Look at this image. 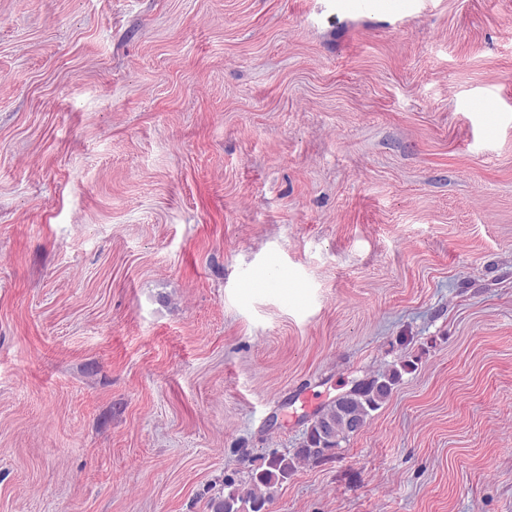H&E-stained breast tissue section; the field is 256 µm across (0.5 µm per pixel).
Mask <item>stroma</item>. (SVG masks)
<instances>
[{
    "label": "stroma",
    "mask_w": 512,
    "mask_h": 512,
    "mask_svg": "<svg viewBox=\"0 0 512 512\" xmlns=\"http://www.w3.org/2000/svg\"><path fill=\"white\" fill-rule=\"evenodd\" d=\"M512 512V0H0V512ZM414 370L415 363L404 361L399 367L393 365L366 378L355 391L346 414L339 413L335 404H327L311 421L301 448H295L289 455L273 456L266 469L253 472L249 481L241 487L227 485L229 491L210 502L211 512H270L276 489L292 478L298 463L319 462L335 457L341 443L358 433L348 417L352 415L359 428L366 427L374 413L390 398L402 374ZM324 422H330L333 428L327 437L322 432Z\"/></svg>",
    "instance_id": "obj_1"
}]
</instances>
